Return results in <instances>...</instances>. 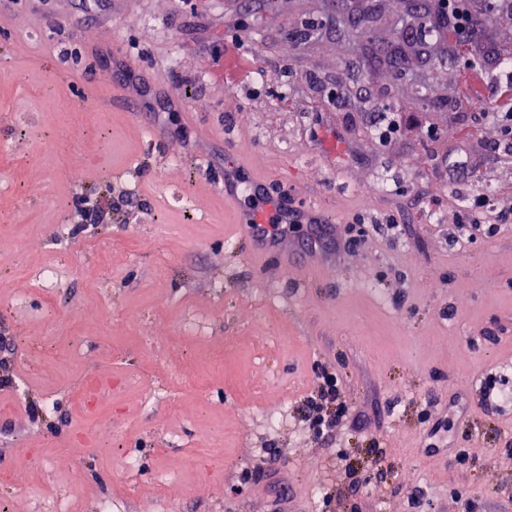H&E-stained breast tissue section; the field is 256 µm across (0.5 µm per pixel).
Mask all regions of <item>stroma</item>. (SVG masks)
<instances>
[{"label":"stroma","mask_w":512,"mask_h":512,"mask_svg":"<svg viewBox=\"0 0 512 512\" xmlns=\"http://www.w3.org/2000/svg\"><path fill=\"white\" fill-rule=\"evenodd\" d=\"M406 7L0 0V461L13 477L0 512H45L57 493L71 512L106 498L112 512H512V404L487 412L479 391L488 371L512 390V223L484 235L460 222L483 185L487 220L512 210V134L486 118V148L465 152L470 114L448 109L458 63L439 33L405 72L386 63ZM229 34L255 81L214 76ZM67 47L77 59L60 60ZM125 62L163 140L112 98ZM83 94L96 114L73 111ZM373 99L396 109L385 146ZM452 155L481 185L445 177ZM239 166L282 203L321 201L331 232L288 225L290 261L254 265L217 188ZM77 192L139 206L75 224ZM86 266L103 270L97 285ZM323 367L348 414L317 439L301 417ZM92 374L112 386L91 410L78 393ZM57 457L81 465L83 487Z\"/></svg>","instance_id":"stroma-1"}]
</instances>
